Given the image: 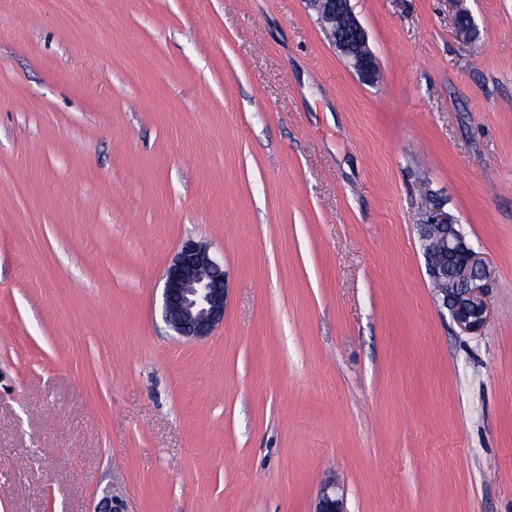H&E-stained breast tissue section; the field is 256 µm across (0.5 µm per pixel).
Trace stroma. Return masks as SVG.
I'll return each mask as SVG.
<instances>
[{
    "mask_svg": "<svg viewBox=\"0 0 512 512\" xmlns=\"http://www.w3.org/2000/svg\"><path fill=\"white\" fill-rule=\"evenodd\" d=\"M0 0V512H512V0ZM92 24L77 29L75 9ZM490 269L472 334L417 226ZM228 280L179 338L183 241ZM314 9L331 44L344 59L347 66L367 82H374L378 77V63L375 55L368 47L367 34L358 22L349 0H306ZM351 32L362 44L361 51H354L348 42L336 37V33ZM225 301L223 264L202 243L185 241L165 272V322L183 339L206 338L224 322ZM314 512H344L343 493L335 481L321 485L314 503Z\"/></svg>",
    "mask_w": 512,
    "mask_h": 512,
    "instance_id": "stroma-1",
    "label": "stroma"
}]
</instances>
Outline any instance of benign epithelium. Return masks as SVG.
<instances>
[{"label":"benign epithelium","mask_w":512,"mask_h":512,"mask_svg":"<svg viewBox=\"0 0 512 512\" xmlns=\"http://www.w3.org/2000/svg\"><path fill=\"white\" fill-rule=\"evenodd\" d=\"M307 3L317 12L331 44L347 66L365 81H375L378 63L349 0H307ZM418 229L437 306L449 311L462 330H480L489 313L485 297L489 272L485 261L466 241L458 220L434 201L425 208L424 222ZM225 301L223 264L210 255L205 245L185 241L165 272L162 293L165 322L183 339H203L224 322ZM314 512H344L343 493L336 482L321 485Z\"/></svg>","instance_id":"benign-epithelium-1"}]
</instances>
